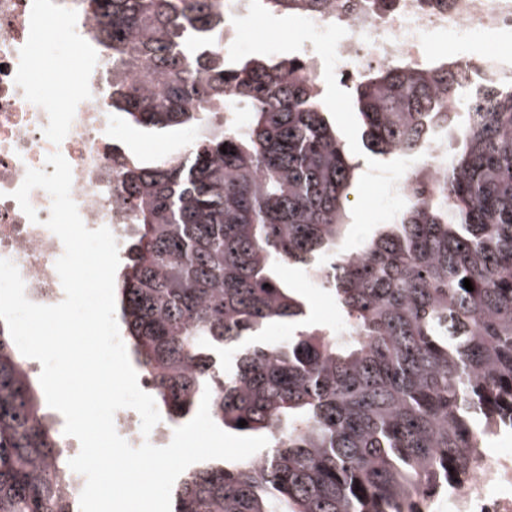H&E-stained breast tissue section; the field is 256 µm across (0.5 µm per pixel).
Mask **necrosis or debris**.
<instances>
[{"label": "necrosis or debris", "instance_id": "4bbe7bcc", "mask_svg": "<svg viewBox=\"0 0 512 512\" xmlns=\"http://www.w3.org/2000/svg\"><path fill=\"white\" fill-rule=\"evenodd\" d=\"M362 4L334 0L329 12L300 15L308 34L301 53L318 75L347 85L381 66L427 64V47L438 37L472 42L512 35V0H394L378 17L365 13ZM48 15L61 20L64 47L89 61L95 55L91 43L75 38L93 27V19L73 13L67 0H0V258L17 266L30 301L55 305L64 298L55 269L64 246L45 225L51 209L46 191L29 196L38 213L34 222L12 197L27 169L53 173L46 158L61 153L72 169L71 196L85 226H110L121 243L129 221L112 205L125 155L112 148L117 136L104 105L102 72L89 64L81 83L66 87L63 112L51 94L32 87L29 51ZM449 64L463 73L461 91L467 95L512 80L511 57L460 55ZM448 512H512V453L482 454L471 479L449 491Z\"/></svg>", "mask_w": 512, "mask_h": 512}]
</instances>
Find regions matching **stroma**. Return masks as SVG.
<instances>
[{
	"instance_id": "stroma-1",
	"label": "stroma",
	"mask_w": 512,
	"mask_h": 512,
	"mask_svg": "<svg viewBox=\"0 0 512 512\" xmlns=\"http://www.w3.org/2000/svg\"><path fill=\"white\" fill-rule=\"evenodd\" d=\"M305 37L292 17L266 9L247 8L238 21L237 41L229 48L233 57L267 56L282 59L297 53ZM31 76L36 90L47 88L55 76L77 82L85 65L81 53L63 47L58 38V22L46 17L43 34L30 49ZM324 100L329 119L343 138L345 149L357 166V191L349 212V229L345 241L347 250H357L364 240L381 224L393 219L391 205L383 184L369 181L373 169H394V161H384L368 152L360 139L357 115L352 108V97L346 86L327 78ZM118 137L126 152L145 162L160 157L185 153L197 132L191 128L172 129L158 134H146L139 128L117 121ZM282 279L295 288L308 303L307 317L311 323L335 328L340 319L335 297L323 289L312 287L310 275L299 265H285L280 269Z\"/></svg>"
}]
</instances>
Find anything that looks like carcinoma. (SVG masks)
Returning a JSON list of instances; mask_svg holds the SVG:
<instances>
[{
    "instance_id": "obj_1",
    "label": "carcinoma",
    "mask_w": 512,
    "mask_h": 512,
    "mask_svg": "<svg viewBox=\"0 0 512 512\" xmlns=\"http://www.w3.org/2000/svg\"><path fill=\"white\" fill-rule=\"evenodd\" d=\"M74 4L96 21L109 112L200 131L188 153L129 155L121 172L114 205L135 229L115 301L134 361L170 420L208 387L218 424L269 440L186 472L174 512H426L467 481L512 429V82L461 101L463 76L440 60L352 83L367 149L416 157L424 184L355 254L340 243L356 165L306 60L225 55L224 0ZM233 103L246 125L220 117ZM450 134L436 176L424 144ZM285 264L319 276L346 335L306 320ZM275 323L294 327L287 343L253 342ZM81 491L0 328V512H79Z\"/></svg>"
}]
</instances>
